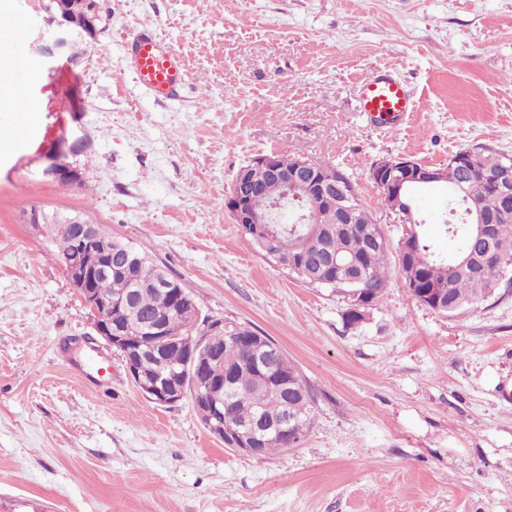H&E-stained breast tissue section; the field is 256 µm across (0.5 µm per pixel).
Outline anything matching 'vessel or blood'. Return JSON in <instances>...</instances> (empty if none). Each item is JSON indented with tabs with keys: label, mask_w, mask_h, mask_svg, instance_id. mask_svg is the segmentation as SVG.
<instances>
[{
	"label": "vessel or blood",
	"mask_w": 512,
	"mask_h": 512,
	"mask_svg": "<svg viewBox=\"0 0 512 512\" xmlns=\"http://www.w3.org/2000/svg\"><path fill=\"white\" fill-rule=\"evenodd\" d=\"M128 57L136 82L147 93L173 99L185 91L188 75L183 59L155 30L134 32L128 43ZM411 104V91L387 73L369 78L360 88L361 111L377 119L409 111Z\"/></svg>",
	"instance_id": "b4317fda"
}]
</instances>
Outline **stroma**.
Masks as SVG:
<instances>
[{
    "mask_svg": "<svg viewBox=\"0 0 512 512\" xmlns=\"http://www.w3.org/2000/svg\"><path fill=\"white\" fill-rule=\"evenodd\" d=\"M79 63L40 70L24 146L0 150V512H512V293L448 316L418 303L388 255L383 296L350 325L348 300L301 283L224 206L239 169L285 151L342 169L390 244L376 161L443 167L461 150L512 155V0H100ZM183 57L180 99L145 92L126 62L134 27ZM413 112L359 108L379 71ZM84 135L82 186L39 174ZM448 187L413 193L439 254ZM78 214L149 253L202 315L252 324L315 397L297 448L254 457L191 399L147 401L96 339L31 209ZM95 345H88V338Z\"/></svg>",
    "mask_w": 512,
    "mask_h": 512,
    "instance_id": "obj_1",
    "label": "stroma"
}]
</instances>
